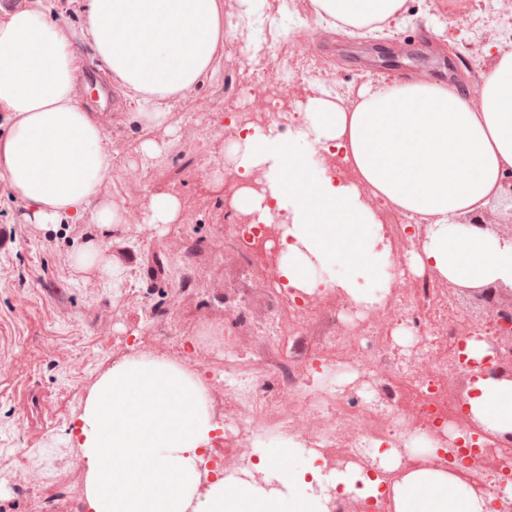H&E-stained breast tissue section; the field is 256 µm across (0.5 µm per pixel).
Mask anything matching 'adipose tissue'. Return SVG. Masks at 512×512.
Here are the masks:
<instances>
[{
	"instance_id": "obj_1",
	"label": "adipose tissue",
	"mask_w": 512,
	"mask_h": 512,
	"mask_svg": "<svg viewBox=\"0 0 512 512\" xmlns=\"http://www.w3.org/2000/svg\"><path fill=\"white\" fill-rule=\"evenodd\" d=\"M334 24L372 31L400 15L404 0H315ZM94 49L111 80L145 120L162 124L175 100L215 70L224 51L223 0H85L80 32L55 19L50 0L0 13V185L25 204L31 224L92 217L101 234L124 223L99 195L112 167L101 121L74 94L81 59L75 37ZM353 110L313 97L290 115V136H246L236 165L260 169L265 192L243 190L237 209L270 223L285 212L279 275L289 288H326L355 306L380 303L372 286L392 254L372 200L425 226L412 272L432 270L466 288L512 290V243L460 218L480 215L512 176V51H498L478 97L439 81L364 88ZM336 151L352 180L335 174L298 192L284 169L300 165L298 143ZM352 228L353 249L340 230ZM351 274L331 275L333 266ZM205 378L162 360L126 358L89 394L80 417V462L91 512H327L331 497L388 502L392 512H496L512 499V479L477 482L472 465L413 463L394 473L375 447L376 471L325 470L314 450L289 439L258 451L257 484L216 472L199 492L201 453L217 429L205 404ZM466 418L493 442L512 436V379L472 377Z\"/></svg>"
}]
</instances>
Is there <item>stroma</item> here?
Listing matches in <instances>:
<instances>
[{
  "instance_id": "obj_1",
  "label": "stroma",
  "mask_w": 512,
  "mask_h": 512,
  "mask_svg": "<svg viewBox=\"0 0 512 512\" xmlns=\"http://www.w3.org/2000/svg\"><path fill=\"white\" fill-rule=\"evenodd\" d=\"M266 39L284 48L276 67L287 70L290 32L316 17L314 0H255ZM235 0H224V54L214 73L177 101L163 124L145 122L117 88L102 106L94 86L77 99L108 118L112 168L99 194L126 215L124 228L104 239L103 262L124 264L126 280L113 287L97 270L77 268L79 246L100 237L92 221L27 224L22 200L0 188V225L13 226L14 243L0 251V512H31L5 474H30L56 512H86L78 486L77 427L86 397L113 361L151 337L153 352L190 353L201 328L223 325L239 352L260 357V332L275 298L247 280L248 254L224 237V160L237 146L221 125L234 122L257 53L239 42ZM512 37V13L493 0H405L401 16L368 36L324 28L313 59L335 67L336 94L404 78H438L472 94L473 75L494 58L490 39ZM162 152L145 159L142 144ZM172 191L182 221L156 234L137 220L151 193ZM322 318L305 322L279 348L281 358L318 363Z\"/></svg>"
}]
</instances>
